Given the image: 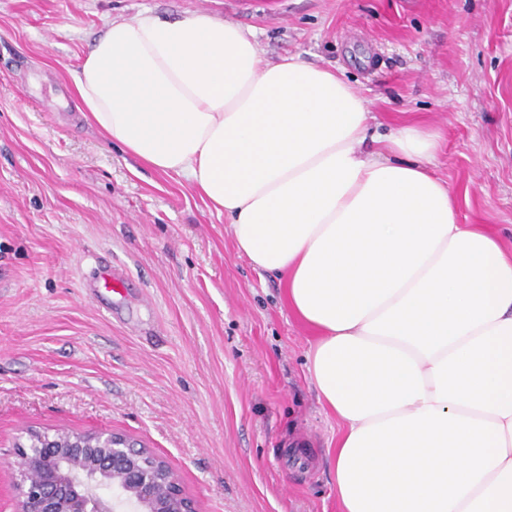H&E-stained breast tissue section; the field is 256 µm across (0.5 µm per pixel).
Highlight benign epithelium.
<instances>
[{"label": "benign epithelium", "instance_id": "1", "mask_svg": "<svg viewBox=\"0 0 512 512\" xmlns=\"http://www.w3.org/2000/svg\"><path fill=\"white\" fill-rule=\"evenodd\" d=\"M18 456L15 512H195L174 469L116 432H40Z\"/></svg>", "mask_w": 512, "mask_h": 512}]
</instances>
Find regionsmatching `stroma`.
Masks as SVG:
<instances>
[{
	"label": "stroma",
	"instance_id": "1",
	"mask_svg": "<svg viewBox=\"0 0 512 512\" xmlns=\"http://www.w3.org/2000/svg\"><path fill=\"white\" fill-rule=\"evenodd\" d=\"M205 11L339 69L370 132L438 130L461 223L512 247V0H0V512L29 430L116 431L197 512H339L318 331L177 176L134 171L71 72L114 18ZM124 294H94L100 272Z\"/></svg>",
	"mask_w": 512,
	"mask_h": 512
}]
</instances>
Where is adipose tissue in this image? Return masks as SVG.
I'll use <instances>...</instances> for the list:
<instances>
[{"instance_id":"adipose-tissue-1","label":"adipose tissue","mask_w":512,"mask_h":512,"mask_svg":"<svg viewBox=\"0 0 512 512\" xmlns=\"http://www.w3.org/2000/svg\"><path fill=\"white\" fill-rule=\"evenodd\" d=\"M71 80L102 137L183 178L319 330L340 512H512V250L459 223L436 131L363 153L343 73L266 61L203 12L110 20Z\"/></svg>"}]
</instances>
